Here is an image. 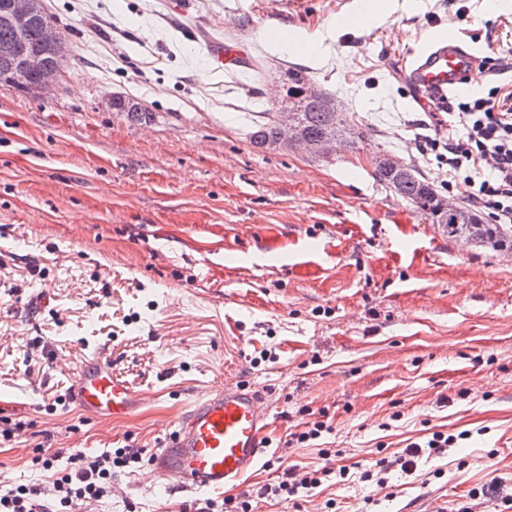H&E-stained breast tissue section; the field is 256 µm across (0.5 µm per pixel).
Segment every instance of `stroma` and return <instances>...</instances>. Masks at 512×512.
<instances>
[{
	"label": "stroma",
	"instance_id": "35a3bbf8",
	"mask_svg": "<svg viewBox=\"0 0 512 512\" xmlns=\"http://www.w3.org/2000/svg\"><path fill=\"white\" fill-rule=\"evenodd\" d=\"M174 2L43 0L68 69L41 98L0 85V419L28 424L0 446V482H42L29 459L46 438L153 450L191 401L249 382L269 392L268 448L225 495L275 482L282 463L322 467L326 448L347 471L256 512H512L469 496L512 486V251L448 239L372 176L385 153L449 182L447 200L468 195L414 146L424 114L402 61L447 33L488 59L480 91H512V6L420 0L358 25L360 0H192L181 13ZM317 33L319 58L277 44ZM210 38L238 48L242 67L212 66ZM290 67L366 129L359 148L321 158L250 144ZM112 94L149 120L113 112ZM95 354L147 394L136 415L101 425L69 401ZM320 418L332 430L319 444L281 446ZM436 431L467 438L417 458L413 474L365 479ZM199 500L141 470L117 476L98 512Z\"/></svg>",
	"mask_w": 512,
	"mask_h": 512
}]
</instances>
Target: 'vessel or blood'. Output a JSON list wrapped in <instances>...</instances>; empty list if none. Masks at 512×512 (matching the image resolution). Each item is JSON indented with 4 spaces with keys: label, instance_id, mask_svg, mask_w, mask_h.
I'll list each match as a JSON object with an SVG mask.
<instances>
[{
    "label": "vessel or blood",
    "instance_id": "b4317fda",
    "mask_svg": "<svg viewBox=\"0 0 512 512\" xmlns=\"http://www.w3.org/2000/svg\"><path fill=\"white\" fill-rule=\"evenodd\" d=\"M477 63L452 36L413 54L406 72L411 100L420 108L448 109L452 94ZM78 407L106 423L132 416L146 399L112 373L109 363L83 364L72 388ZM267 397L248 382L208 390L160 432L148 468L155 481L188 493L220 492L257 467L264 449Z\"/></svg>",
    "mask_w": 512,
    "mask_h": 512
}]
</instances>
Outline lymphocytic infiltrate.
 <instances>
[{"label": "lymphocytic infiltrate", "mask_w": 512, "mask_h": 512, "mask_svg": "<svg viewBox=\"0 0 512 512\" xmlns=\"http://www.w3.org/2000/svg\"><path fill=\"white\" fill-rule=\"evenodd\" d=\"M450 117L461 126L460 138L441 140L417 135L420 153L435 152L439 165L449 174L476 173L466 204L474 210L489 209L496 223L512 225V91L491 88L484 97L460 95L448 103ZM144 449L115 448L95 455L84 451L69 454L36 444L31 463L47 476L31 485H1L0 512H80L112 494V477L119 471L142 467ZM345 469L324 466L301 471L284 468L278 481L217 501L204 500L195 512H255L259 500L291 501L322 484L324 477L345 476Z\"/></svg>", "instance_id": "1"}]
</instances>
